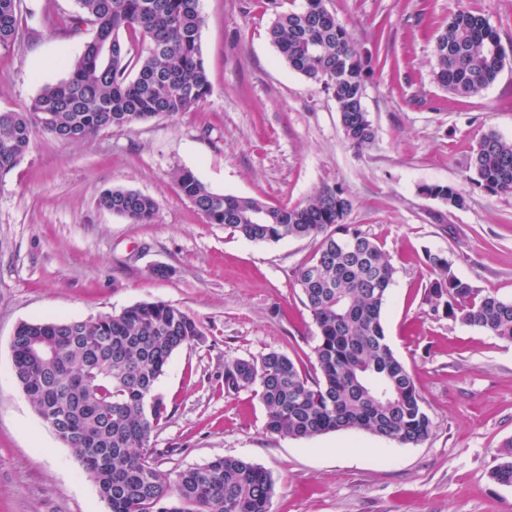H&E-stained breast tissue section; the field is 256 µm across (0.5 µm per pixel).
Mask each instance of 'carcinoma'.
I'll return each mask as SVG.
<instances>
[{
	"mask_svg": "<svg viewBox=\"0 0 512 512\" xmlns=\"http://www.w3.org/2000/svg\"><path fill=\"white\" fill-rule=\"evenodd\" d=\"M78 10L57 19L59 29L90 25L95 37L70 65L67 79L44 85L22 112L0 110V175L13 170L34 133L79 142L99 132L176 116L210 93L200 44L199 0H76ZM147 42L132 52L121 34ZM23 35L20 0H0V50ZM269 38L283 61L324 84L336 100L346 140L362 149L376 138L363 106L369 64L325 0H302L279 14ZM435 81L456 96L479 94L505 64L494 26L458 6L434 45ZM469 180L494 194L512 193V140L486 134L470 157ZM181 193L211 224L253 242L317 239L312 259L296 273L317 326L318 374L310 379L287 354L269 351L224 363V389H254L266 410L265 430L299 439L362 430L399 445H419L432 432L413 379L387 342L382 324L395 269L382 248L345 223L351 201L324 184L304 203L270 207L258 198L211 192L190 171L177 174ZM426 191L452 207L465 204L452 185ZM101 208L135 224L153 221L156 201L114 187ZM266 214L263 224L248 216ZM437 277L427 301L433 310L512 342V301L480 294L456 277L452 261L429 256ZM203 340L196 321L162 301H141L90 320L20 323L11 348L18 386L38 415L51 418L64 444L93 478L110 512H269L274 483L268 472L225 456L180 471L159 468L152 432L168 416L156 385L172 355ZM491 473L512 484V440Z\"/></svg>",
	"mask_w": 512,
	"mask_h": 512,
	"instance_id": "cac0c4a2",
	"label": "carcinoma"
}]
</instances>
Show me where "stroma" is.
Wrapping results in <instances>:
<instances>
[{
    "instance_id": "35a3bbf8",
    "label": "stroma",
    "mask_w": 512,
    "mask_h": 512,
    "mask_svg": "<svg viewBox=\"0 0 512 512\" xmlns=\"http://www.w3.org/2000/svg\"><path fill=\"white\" fill-rule=\"evenodd\" d=\"M494 26L508 63L476 96L433 78V49L457 0H326L358 55L375 60L364 107L377 132L355 149L322 85L281 60L268 30L289 0H200L211 91L197 108L109 129L80 142L35 133L0 178V512H109L71 450L15 383L11 339L23 322L86 320L143 300L174 305L204 338L176 351L158 383L168 417L151 436L175 474L242 457L272 477L270 512H512V485L491 471L512 439V343L433 312L429 255L512 300V195L473 185L468 164L488 132L512 139V0H467ZM75 0H22L29 28L0 51V109H18L67 76L94 31L50 32ZM188 170L212 192L293 207L322 184L352 202L346 221L389 256L388 343L432 421L400 446L365 432L301 439L266 432L256 393L224 390V363L275 350L315 376L317 327L296 284L318 243L244 240L206 221L180 192ZM453 185L455 208L426 185ZM124 186L153 197V223L102 209ZM159 267L166 278L154 277Z\"/></svg>"
}]
</instances>
